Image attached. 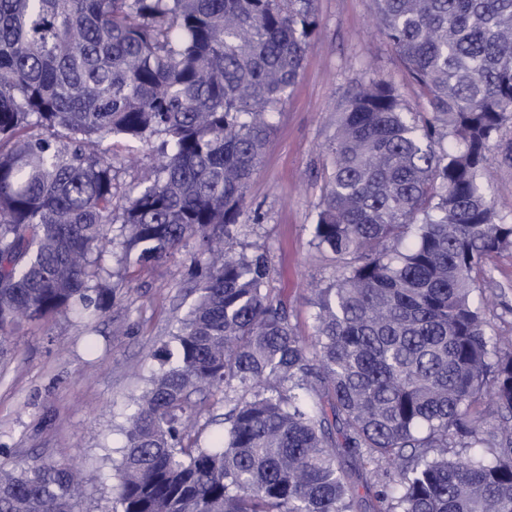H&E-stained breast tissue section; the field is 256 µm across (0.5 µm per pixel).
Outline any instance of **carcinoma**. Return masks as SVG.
<instances>
[{"instance_id": "carcinoma-1", "label": "carcinoma", "mask_w": 512, "mask_h": 512, "mask_svg": "<svg viewBox=\"0 0 512 512\" xmlns=\"http://www.w3.org/2000/svg\"><path fill=\"white\" fill-rule=\"evenodd\" d=\"M427 95L341 104L313 245L312 340L234 248L245 192L317 28L314 0H0V361L11 330L105 311L96 259L205 274L133 402L114 512H512V344L472 299L512 224L484 191L512 121V0H374ZM161 161L112 204V141ZM224 391V434L191 435ZM365 495H359V489ZM75 468L0 461V512H76Z\"/></svg>"}]
</instances>
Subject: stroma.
I'll return each instance as SVG.
<instances>
[{"label":"stroma","instance_id":"stroma-1","mask_svg":"<svg viewBox=\"0 0 512 512\" xmlns=\"http://www.w3.org/2000/svg\"><path fill=\"white\" fill-rule=\"evenodd\" d=\"M319 27L300 76L275 117L276 126L245 194L238 243L266 252L272 288L288 303L301 336L311 337L310 288L330 282L335 263L311 243L321 199L328 145L336 113L348 92L372 79L388 82L414 111H428L426 96L406 74L397 53L376 27L374 0H315ZM122 166L118 194L157 165L150 147L112 143ZM486 193L497 219L512 224V124L489 153ZM187 240L174 259L144 267L106 253V286L120 293L100 318L84 321L69 311L15 329L10 355L0 361V449L17 460L40 458L80 470V512H111L112 461L124 437L129 407L159 371L158 350L195 300ZM491 333L512 336V250L489 263Z\"/></svg>","mask_w":512,"mask_h":512}]
</instances>
